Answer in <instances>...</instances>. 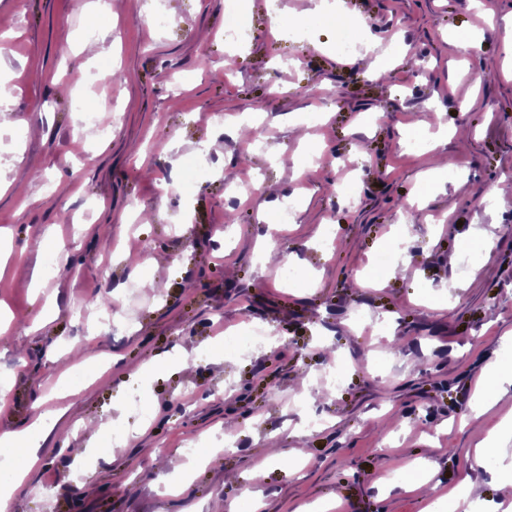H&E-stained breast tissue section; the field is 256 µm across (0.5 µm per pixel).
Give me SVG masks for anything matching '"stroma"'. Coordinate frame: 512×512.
Masks as SVG:
<instances>
[{
  "mask_svg": "<svg viewBox=\"0 0 512 512\" xmlns=\"http://www.w3.org/2000/svg\"><path fill=\"white\" fill-rule=\"evenodd\" d=\"M85 2L0 0V434L56 418L0 512H228L248 493L264 512H425L433 497L501 512L512 447L489 466L476 449L512 437V208L474 197L512 186V0H491L475 36L470 0H345L379 80L356 53L339 62L311 0H278L305 21L278 41L248 6L227 36L225 0H112L108 15ZM147 11L165 25H143ZM103 58L122 81L97 74ZM225 113L262 137L219 126ZM198 154L210 173L176 189ZM305 155L318 161L294 178ZM434 155L450 167L432 170ZM342 180L351 197L329 193ZM290 198L276 238L303 278L289 285L262 256L258 210ZM135 202L149 221H131ZM61 242L65 269L46 271ZM142 247L159 260L151 290L128 260ZM107 284L120 305L103 322L90 301ZM246 322L269 341L225 351ZM337 367L340 384L324 383ZM200 439L232 446L168 494L179 474L158 458ZM92 447V465L74 459ZM408 470L430 497L395 480Z\"/></svg>",
  "mask_w": 512,
  "mask_h": 512,
  "instance_id": "obj_1",
  "label": "stroma"
}]
</instances>
